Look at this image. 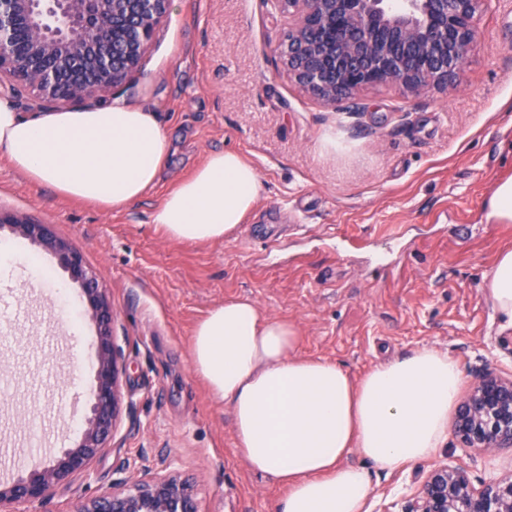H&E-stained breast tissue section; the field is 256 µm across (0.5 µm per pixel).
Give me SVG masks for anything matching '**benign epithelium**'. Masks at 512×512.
<instances>
[{
	"label": "benign epithelium",
	"mask_w": 512,
	"mask_h": 512,
	"mask_svg": "<svg viewBox=\"0 0 512 512\" xmlns=\"http://www.w3.org/2000/svg\"><path fill=\"white\" fill-rule=\"evenodd\" d=\"M493 0H272L288 12L282 63L305 92L335 110L360 92L450 95L482 38ZM169 0H0V75L29 89L43 111L95 103L141 72ZM51 254L82 290L97 330L91 402L79 440L48 463L0 482V512L49 498L113 439L124 358L112 302L83 255L54 225L0 210V232ZM454 435L482 455L512 451V377L486 364L460 402ZM76 512H200L195 486L143 469L125 486L82 501ZM399 512H512V473L474 484L462 466L431 469Z\"/></svg>",
	"instance_id": "benign-epithelium-1"
}]
</instances>
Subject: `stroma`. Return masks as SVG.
I'll use <instances>...</instances> for the list:
<instances>
[{"mask_svg":"<svg viewBox=\"0 0 512 512\" xmlns=\"http://www.w3.org/2000/svg\"><path fill=\"white\" fill-rule=\"evenodd\" d=\"M181 3L137 82L119 93L158 112L171 141L164 178L146 197L105 212L31 184L0 156V209L54 225L81 251L116 312L127 367L109 448L21 512H75L144 468L191 478L201 512H278L284 488L246 465L229 408L192 367L196 322L230 299L295 322L302 356L355 379L422 347L448 352L467 385L488 363L512 373V331L501 330L481 288L498 251L512 247V223L486 219L494 191L512 179V0H495L481 18L484 37L452 95L371 89L341 111L288 78V20L270 0ZM224 148L259 174L254 209L223 240L167 239L151 222L154 207ZM267 224L277 227L271 251L256 237ZM397 229L409 253L380 270L378 243ZM338 235L360 242L341 252ZM1 242L17 254L0 264V291L23 314L0 319V466L20 474L79 439L82 415H61L59 405L69 392L88 399L96 329L50 254L7 232ZM349 461L372 478L367 512H392L444 461L476 481L512 469V456H468L450 441L391 474L356 451Z\"/></svg>","mask_w":512,"mask_h":512,"instance_id":"stroma-1","label":"stroma"}]
</instances>
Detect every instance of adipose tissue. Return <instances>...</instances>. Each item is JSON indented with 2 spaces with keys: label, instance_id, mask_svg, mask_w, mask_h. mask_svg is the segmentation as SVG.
Instances as JSON below:
<instances>
[{
  "label": "adipose tissue",
  "instance_id": "ef3b65f1",
  "mask_svg": "<svg viewBox=\"0 0 512 512\" xmlns=\"http://www.w3.org/2000/svg\"><path fill=\"white\" fill-rule=\"evenodd\" d=\"M169 153L157 112L123 99L54 112H19L0 100V155L66 198L127 207L160 182ZM260 191L257 171L235 149L214 150L165 194L151 222L179 242L220 240ZM483 292L512 329L511 247L484 273ZM298 339L295 324L265 316L250 299L230 300L198 322L192 366L230 407L248 467L285 487L280 512H366L371 478L349 455L388 474L430 457L448 439L461 369L423 347L355 381L333 362L301 356Z\"/></svg>",
  "mask_w": 512,
  "mask_h": 512
}]
</instances>
